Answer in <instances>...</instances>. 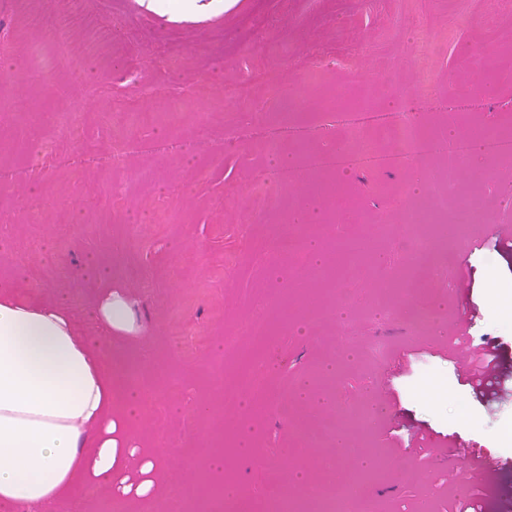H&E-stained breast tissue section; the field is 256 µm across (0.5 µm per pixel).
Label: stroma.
I'll list each match as a JSON object with an SVG mask.
<instances>
[{
  "label": "stroma",
  "instance_id": "35a3bbf8",
  "mask_svg": "<svg viewBox=\"0 0 512 512\" xmlns=\"http://www.w3.org/2000/svg\"><path fill=\"white\" fill-rule=\"evenodd\" d=\"M80 9L69 36L82 73L46 79L32 53L49 49L55 30ZM191 20L150 10L141 0H0V283L23 300H62L79 328L108 289L125 293L142 329L113 337V351L140 372L145 399L130 445L159 451L163 490L192 478V464L224 458L222 475L199 485L190 508H220L225 478L241 489L228 512H255L272 491L304 500L306 485L352 483L371 447L382 450L384 477L367 483L374 512H453L472 493L448 447L499 468L483 490L485 512H512V377L500 397L476 393L459 374L468 348L488 341L512 361V314L494 294H512V249L471 251L496 225H512V159L463 165L456 184L475 190L480 224L444 235L415 225L422 247L402 238L411 207L426 205L438 178L426 155L415 162L422 187L409 192L408 165L344 169L310 159L352 151L341 109L373 89L374 107L462 137L491 126L512 137V11L477 0H195ZM112 37L97 46L94 27ZM436 51L421 57L416 39ZM292 87L283 110L267 92L235 103L228 90L249 67ZM500 80L489 82L491 72ZM430 83L492 85L476 111L431 112L417 94ZM142 112L116 151L112 128L122 109ZM78 110L83 135L59 131L60 113ZM264 126L283 139L273 161L252 134ZM237 128L229 136L228 128ZM270 174L274 199L256 211L254 179ZM334 182L332 224H295L310 178ZM295 250L283 266L282 237ZM107 272L85 276L89 257ZM462 266L473 319L455 338L448 270ZM261 319L264 336L224 337ZM207 346L174 349L172 327ZM223 366L217 420L197 417ZM261 374L257 386L245 380ZM330 421L336 441L309 436ZM251 450L235 453L241 435ZM422 439L431 456L410 449Z\"/></svg>",
  "mask_w": 512,
  "mask_h": 512
}]
</instances>
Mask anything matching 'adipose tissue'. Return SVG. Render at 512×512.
<instances>
[{"instance_id": "adipose-tissue-1", "label": "adipose tissue", "mask_w": 512, "mask_h": 512, "mask_svg": "<svg viewBox=\"0 0 512 512\" xmlns=\"http://www.w3.org/2000/svg\"><path fill=\"white\" fill-rule=\"evenodd\" d=\"M97 330L79 331L61 303L17 299L0 283V512H68L75 483H107L112 499L157 512L155 453L128 447L142 391L112 337L135 330L126 296L108 291Z\"/></svg>"}]
</instances>
